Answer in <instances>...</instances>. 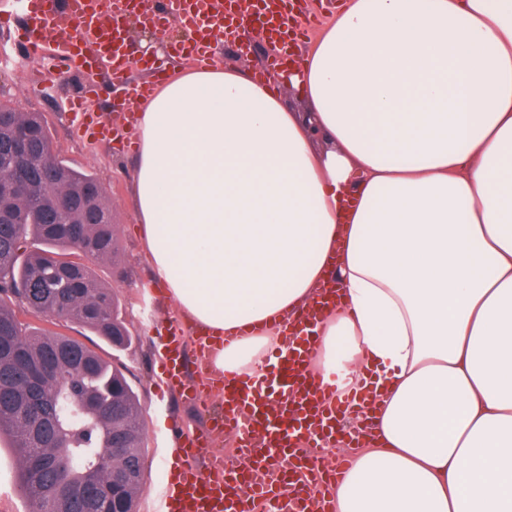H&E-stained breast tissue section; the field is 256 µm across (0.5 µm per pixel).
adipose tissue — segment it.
<instances>
[{
    "label": "adipose tissue",
    "mask_w": 512,
    "mask_h": 512,
    "mask_svg": "<svg viewBox=\"0 0 512 512\" xmlns=\"http://www.w3.org/2000/svg\"><path fill=\"white\" fill-rule=\"evenodd\" d=\"M134 110L135 220L217 373L340 282L307 373L371 434L332 512H512V0H342L275 80L204 62Z\"/></svg>",
    "instance_id": "ef3b65f1"
}]
</instances>
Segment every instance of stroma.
Listing matches in <instances>:
<instances>
[{
	"label": "stroma",
	"instance_id": "stroma-1",
	"mask_svg": "<svg viewBox=\"0 0 512 512\" xmlns=\"http://www.w3.org/2000/svg\"><path fill=\"white\" fill-rule=\"evenodd\" d=\"M12 62L0 64V101L9 100L25 112L42 113L48 120L55 149L72 166L91 172L112 200V222L116 226L120 263L117 269L97 267L100 278L116 290L121 314L134 337L127 349L113 356L125 368L136 390L144 416L148 451L145 487L140 512H158L159 486L176 463V448L183 435L204 432L209 417L222 413L220 396L211 395L201 405L184 401L175 391L162 387L160 349L171 323L188 319L170 300L152 275L151 265L133 218L131 183L134 139L122 134L108 141L96 140L80 128L67 110L69 100L84 83L98 85L92 107L100 122L122 123L125 111L119 92L111 88L105 69L81 73L58 69L48 57L26 55L12 39L0 34V54ZM215 62L234 66L253 75L264 72L269 49L257 38L247 48L216 45ZM25 503L17 490L16 455L9 441H0V512H24Z\"/></svg>",
	"mask_w": 512,
	"mask_h": 512
}]
</instances>
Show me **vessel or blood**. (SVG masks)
Listing matches in <instances>:
<instances>
[{"label": "vessel or blood", "mask_w": 512, "mask_h": 512, "mask_svg": "<svg viewBox=\"0 0 512 512\" xmlns=\"http://www.w3.org/2000/svg\"><path fill=\"white\" fill-rule=\"evenodd\" d=\"M115 10V0H24L28 23L20 42L30 55L51 52L58 67L68 71L88 70L108 60L112 86L125 88L127 98L138 97L145 93V86H125L128 67L139 61L137 49L127 40L119 52L110 50ZM62 15L70 22V33L55 43L51 35ZM171 17L200 34L195 57L207 59L212 31L224 26L223 0H163L146 20L160 29ZM335 298V292H328L285 323L287 348L260 377L224 375L207 384L187 383L180 346L185 329L178 323L171 325L166 362L170 386L196 403L204 395H220L224 412L211 427L232 434L237 446L233 458L219 454L203 468L197 457L208 443L207 434L185 437L178 450L182 465L174 493L166 498L167 512H326L322 499L313 496L306 475L314 473L315 482L324 484L341 475L345 464L324 465L299 441L310 440L319 448L335 443L336 413L325 410L320 397L311 393L305 373L314 345L306 327Z\"/></svg>", "instance_id": "1"}]
</instances>
